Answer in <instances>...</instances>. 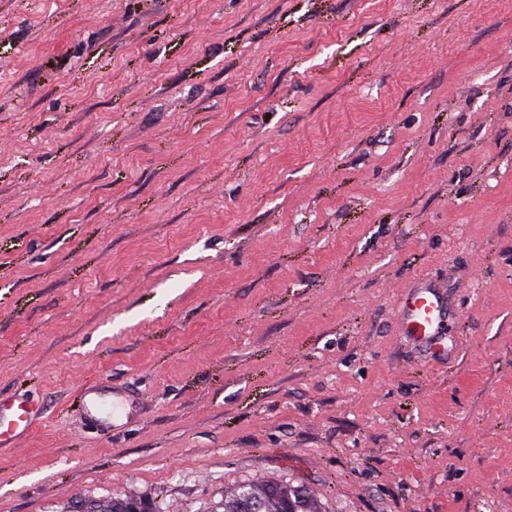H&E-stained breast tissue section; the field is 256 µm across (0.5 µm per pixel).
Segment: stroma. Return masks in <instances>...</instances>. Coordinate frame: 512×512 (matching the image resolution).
I'll return each mask as SVG.
<instances>
[{
    "mask_svg": "<svg viewBox=\"0 0 512 512\" xmlns=\"http://www.w3.org/2000/svg\"><path fill=\"white\" fill-rule=\"evenodd\" d=\"M0 394V512H512V0H0ZM408 288L400 304L401 333L430 350L433 357L445 358L448 343L441 330L448 307L443 293L428 280H419ZM40 417L39 408L31 401L20 397H0V447L13 448L34 428ZM266 504L281 507L283 512H321L317 500L304 487L280 481L240 485L233 494L224 496L219 508L221 512H249L248 507Z\"/></svg>",
    "mask_w": 512,
    "mask_h": 512,
    "instance_id": "stroma-1",
    "label": "stroma"
}]
</instances>
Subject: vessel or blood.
<instances>
[{"mask_svg":"<svg viewBox=\"0 0 512 512\" xmlns=\"http://www.w3.org/2000/svg\"><path fill=\"white\" fill-rule=\"evenodd\" d=\"M448 315L443 293L430 281L420 280L405 292L400 304L399 326L404 336L441 359L448 354L442 325ZM38 407L31 401L0 397V447H14L40 419Z\"/></svg>","mask_w":512,"mask_h":512,"instance_id":"obj_1","label":"vessel or blood"}]
</instances>
